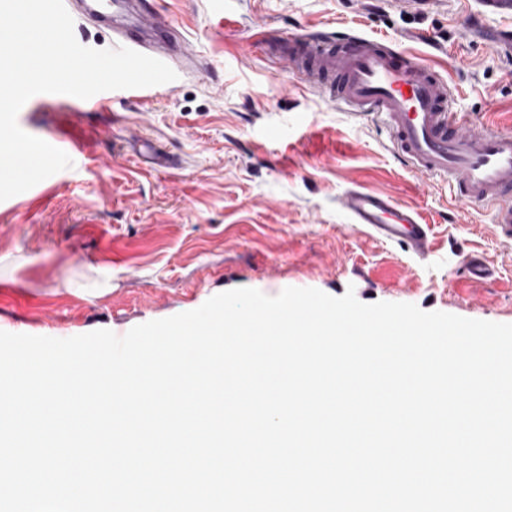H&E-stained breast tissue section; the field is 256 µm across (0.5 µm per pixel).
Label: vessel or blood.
Instances as JSON below:
<instances>
[{
  "label": "vessel or blood",
  "instance_id": "vessel-or-blood-1",
  "mask_svg": "<svg viewBox=\"0 0 512 512\" xmlns=\"http://www.w3.org/2000/svg\"><path fill=\"white\" fill-rule=\"evenodd\" d=\"M64 4L71 16L111 30L119 45L175 70L189 68L178 23L146 0ZM276 48L329 101L353 115L379 118L390 131L393 151L413 172L452 183L463 201L494 205L497 235L512 240L511 129H492L454 111L447 82L395 44L337 29L291 35L280 39ZM118 95L138 101L149 91L127 89ZM118 95L105 91L86 100L72 98L71 103L77 112H100ZM51 144L76 163L87 153L84 141L63 130ZM341 207L370 237L402 245L421 259L431 254L429 227L416 207L385 192L358 188L343 195ZM465 272L473 284L486 283L494 275L476 254L467 256Z\"/></svg>",
  "mask_w": 512,
  "mask_h": 512
}]
</instances>
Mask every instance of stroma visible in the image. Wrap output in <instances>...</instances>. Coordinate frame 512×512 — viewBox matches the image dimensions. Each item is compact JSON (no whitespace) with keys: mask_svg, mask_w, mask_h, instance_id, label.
<instances>
[{"mask_svg":"<svg viewBox=\"0 0 512 512\" xmlns=\"http://www.w3.org/2000/svg\"><path fill=\"white\" fill-rule=\"evenodd\" d=\"M194 67L147 103L113 100L86 118L90 154L0 202V331L68 338L117 334L200 307L236 288L354 290L365 304L512 323V244L492 210L461 204L446 181L401 165L389 134L351 116L284 63L283 35L350 28L421 55L446 80L455 110L512 120V60L488 43L502 19L478 0L421 15L388 0H161ZM65 103L28 100L21 129L51 139ZM160 141L174 170H149L129 141ZM391 193L431 227L420 259L362 233L339 200L354 187ZM481 254L492 281L467 282ZM111 277L87 297L70 283Z\"/></svg>","mask_w":512,"mask_h":512,"instance_id":"obj_1","label":"stroma"}]
</instances>
